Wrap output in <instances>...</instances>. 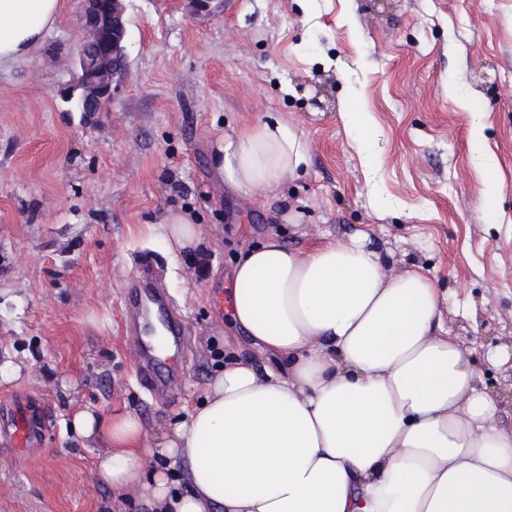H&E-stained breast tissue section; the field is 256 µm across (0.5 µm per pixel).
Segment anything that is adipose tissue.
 <instances>
[{"label":"adipose tissue","instance_id":"obj_1","mask_svg":"<svg viewBox=\"0 0 512 512\" xmlns=\"http://www.w3.org/2000/svg\"><path fill=\"white\" fill-rule=\"evenodd\" d=\"M67 0H0V70L29 60ZM292 122L224 134L226 184L267 195L305 172ZM231 322L277 366L227 362L171 420L144 476L142 423L85 408L99 478L151 512H512V430L444 324L427 276L389 272L365 234L299 250L269 237L233 269Z\"/></svg>","mask_w":512,"mask_h":512}]
</instances>
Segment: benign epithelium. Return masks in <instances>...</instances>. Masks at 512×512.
I'll return each mask as SVG.
<instances>
[{"mask_svg":"<svg viewBox=\"0 0 512 512\" xmlns=\"http://www.w3.org/2000/svg\"><path fill=\"white\" fill-rule=\"evenodd\" d=\"M83 36L77 48L79 86L86 107L99 108L112 98L126 58V34L121 0H82Z\"/></svg>","mask_w":512,"mask_h":512,"instance_id":"1","label":"benign epithelium"}]
</instances>
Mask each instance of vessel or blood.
Segmentation results:
<instances>
[{
	"label": "vessel or blood",
	"mask_w": 512,
	"mask_h": 512,
	"mask_svg": "<svg viewBox=\"0 0 512 512\" xmlns=\"http://www.w3.org/2000/svg\"><path fill=\"white\" fill-rule=\"evenodd\" d=\"M123 305L145 355L139 369L141 381L151 391L167 387L175 380L177 372L167 367L165 359L157 355L153 330L155 325H162L170 351L178 352L184 332L183 318L170 307L162 288L156 284L150 259L142 260L141 276L124 295ZM47 423L46 415H35L26 406L17 404L10 412L0 411V436L6 438L18 454L27 455L42 445Z\"/></svg>",
	"instance_id": "b4317fda"
}]
</instances>
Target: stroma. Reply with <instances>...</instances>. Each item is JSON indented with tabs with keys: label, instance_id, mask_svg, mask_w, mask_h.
Segmentation results:
<instances>
[{
	"label": "stroma",
	"instance_id": "stroma-1",
	"mask_svg": "<svg viewBox=\"0 0 512 512\" xmlns=\"http://www.w3.org/2000/svg\"><path fill=\"white\" fill-rule=\"evenodd\" d=\"M123 5L126 71L94 119L64 99L81 0L30 60L0 72V404L20 393L51 412L33 458L0 439V512H142L138 491L99 481L107 448L68 416L134 413L150 448L226 360L271 365L228 317L237 255L270 236L306 250L362 231L392 270L422 269L511 429L512 0ZM348 104L368 118L367 149L340 119ZM275 119L305 132L306 172L266 197L229 187L213 161L220 138ZM172 212L194 215L205 268L151 234ZM141 254L187 328L183 376L165 393L142 386L125 334L121 298Z\"/></svg>",
	"mask_w": 512,
	"mask_h": 512
}]
</instances>
